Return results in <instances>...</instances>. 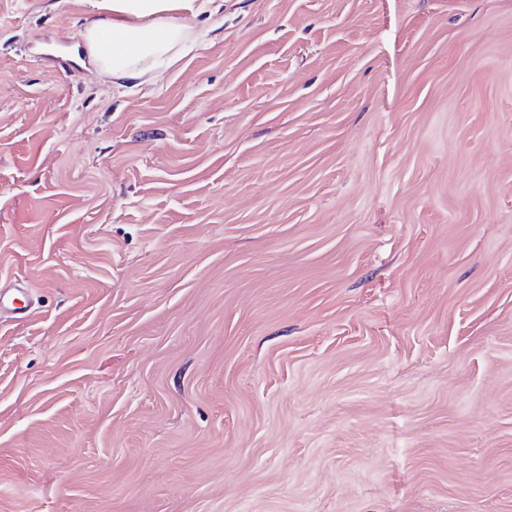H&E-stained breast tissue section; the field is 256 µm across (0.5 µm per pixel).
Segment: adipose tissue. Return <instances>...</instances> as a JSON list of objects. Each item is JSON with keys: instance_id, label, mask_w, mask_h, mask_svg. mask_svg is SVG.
<instances>
[{"instance_id": "adipose-tissue-1", "label": "adipose tissue", "mask_w": 512, "mask_h": 512, "mask_svg": "<svg viewBox=\"0 0 512 512\" xmlns=\"http://www.w3.org/2000/svg\"><path fill=\"white\" fill-rule=\"evenodd\" d=\"M85 50L113 80L150 83L160 68L204 44L208 31L189 18L218 11L217 0H84Z\"/></svg>"}]
</instances>
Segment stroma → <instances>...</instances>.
<instances>
[{
	"mask_svg": "<svg viewBox=\"0 0 512 512\" xmlns=\"http://www.w3.org/2000/svg\"><path fill=\"white\" fill-rule=\"evenodd\" d=\"M84 10L0 0V512H512V0ZM89 10L81 32L89 58L112 81L151 83L193 47L208 30L190 26L187 17L211 15L223 0H83Z\"/></svg>",
	"mask_w": 512,
	"mask_h": 512,
	"instance_id": "1",
	"label": "stroma"
}]
</instances>
